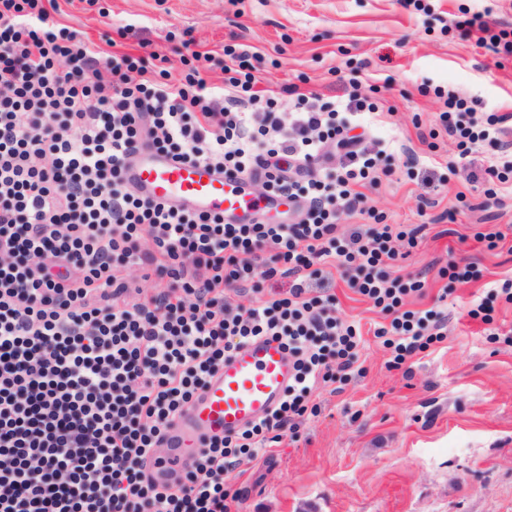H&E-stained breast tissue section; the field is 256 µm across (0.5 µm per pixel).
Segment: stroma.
I'll return each mask as SVG.
<instances>
[{"mask_svg":"<svg viewBox=\"0 0 512 512\" xmlns=\"http://www.w3.org/2000/svg\"><path fill=\"white\" fill-rule=\"evenodd\" d=\"M64 23L118 49L151 43L179 77L185 41L213 51L204 77L224 82V47L242 43L258 54L250 65L259 86L295 85L345 101L351 83L374 88L381 110L357 115L370 149L386 148L393 180L368 190V205L388 224H419L421 239L402 273L424 272V293L407 300L430 307L448 285L449 258L475 263V278L453 285L442 342L416 353L407 372L388 369L372 334L379 316L344 280L334 291L340 315L359 321L364 373L342 392L315 391L319 416L298 439L283 437L270 462L239 480L241 512H512V303L491 282L512 277V189L487 197L484 155L461 157L436 125L442 95L482 104L504 117L512 140V56L476 42L464 19L488 14L512 29V0H62ZM418 162L403 165L401 147ZM504 239L489 247L487 234ZM491 323L471 318L480 301Z\"/></svg>","mask_w":512,"mask_h":512,"instance_id":"35a3bbf8","label":"stroma"}]
</instances>
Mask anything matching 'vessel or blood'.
Masks as SVG:
<instances>
[{
	"instance_id": "obj_1",
	"label": "vessel or blood",
	"mask_w": 512,
	"mask_h": 512,
	"mask_svg": "<svg viewBox=\"0 0 512 512\" xmlns=\"http://www.w3.org/2000/svg\"><path fill=\"white\" fill-rule=\"evenodd\" d=\"M127 183L156 203L180 204L227 217L249 219L270 208L242 179L193 161L142 150L125 173ZM292 366L280 342L254 338L229 355L207 387L164 435L170 460L185 463L206 441L232 435L268 415L283 398Z\"/></svg>"
}]
</instances>
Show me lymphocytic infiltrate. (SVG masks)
I'll use <instances>...</instances> for the list:
<instances>
[{
	"label": "lymphocytic infiltrate",
	"mask_w": 512,
	"mask_h": 512,
	"mask_svg": "<svg viewBox=\"0 0 512 512\" xmlns=\"http://www.w3.org/2000/svg\"><path fill=\"white\" fill-rule=\"evenodd\" d=\"M58 10V0H0V512H239L233 477L319 415L316 390L362 372V332L337 316L334 278L372 303L393 370L443 340L448 295L406 306L424 282L393 266L420 227L338 232L340 213L360 211L366 188L394 174L386 151L343 136L339 112L375 109L360 86L343 104L261 89L248 49L232 45L221 88L200 69L212 53L195 49L181 78L162 80L156 52L103 53ZM444 105L441 130L461 157L491 148L488 182L511 186L498 117L481 116L476 99ZM329 142L344 162L312 171ZM145 144L307 209L293 224H234L148 202L124 179ZM248 291L258 304L239 303ZM257 336L281 341L294 365L279 406L157 483L165 431Z\"/></svg>",
	"instance_id": "1"
}]
</instances>
